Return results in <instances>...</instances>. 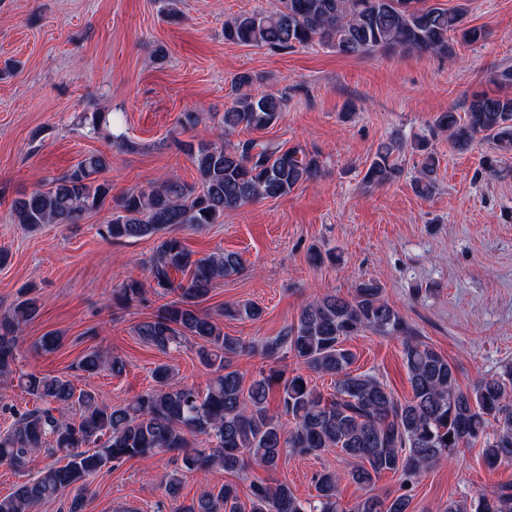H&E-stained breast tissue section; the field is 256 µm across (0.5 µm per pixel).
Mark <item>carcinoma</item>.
<instances>
[{
    "mask_svg": "<svg viewBox=\"0 0 512 512\" xmlns=\"http://www.w3.org/2000/svg\"><path fill=\"white\" fill-rule=\"evenodd\" d=\"M465 12L428 6L425 0H275L269 10L239 14L224 22V41L288 50L319 41L347 56L374 48L392 52L454 54V42L477 43L484 32L464 24ZM253 77H236L239 94L220 117L224 139L182 144L197 171L188 184L175 180L131 188L114 199L101 234L114 241L156 238L145 280L131 278L112 290V300L129 306L142 299L145 287L176 299L140 323L137 335L162 353L194 341L195 354L209 375L206 390L175 379L170 367L157 365L152 388L135 398L101 404L95 393L76 391L58 376L23 373L20 385L44 403L15 410L11 428L0 434V464L20 472L32 454H64L66 463L46 466L32 481L0 496V512H31L39 503L66 498L68 512H85L89 479L107 464L169 454L177 467L165 476V493L178 497L183 479L216 468L226 473L250 465L278 469L288 453L319 455L334 449L348 463V477L358 495L343 504L341 478L334 470L315 480L314 500H301L286 483L250 485L249 507L241 504L238 485L226 481L207 486L196 500L175 512H411L406 494L382 497L378 479L390 472L405 489L424 471L452 462L476 443L493 470L512 463V365L483 377L464 390L454 366L442 353L419 339L415 328L383 298L375 280L359 282L349 297L325 293L300 310L296 323L267 341L229 336L200 305L217 281L238 275L237 254L189 249L180 237L186 229L224 223V216L243 205L282 197L321 174L316 154L286 149L254 139L233 142L237 129L262 130L275 125L286 99L251 92ZM461 151L488 141L496 153L512 152V96L475 93L467 112L448 111L433 121ZM391 140L378 146L363 179L382 186L399 180L403 168ZM421 162L412 188L429 197L437 185L439 158L428 142L417 143ZM109 157L91 152L53 180L12 203L14 220L30 229L45 224H78L101 209L112 196L109 183L98 178ZM35 289H26L0 313V376L10 375L18 361V340L34 321L39 305ZM263 309L253 303L224 305L222 316L257 320ZM364 330L401 341L411 396L401 402L375 376L352 370L355 356L343 343ZM259 353L277 359L292 354L299 368L270 369L249 385L236 367L237 357ZM82 371L120 376L127 363L98 350L79 361ZM328 375L332 393L318 391L304 371ZM278 394L283 411L295 426L285 431L269 408ZM78 406V419L65 422L53 411ZM443 512H512V485H500L461 500H450Z\"/></svg>",
    "mask_w": 512,
    "mask_h": 512,
    "instance_id": "cac0c4a2",
    "label": "carcinoma"
}]
</instances>
